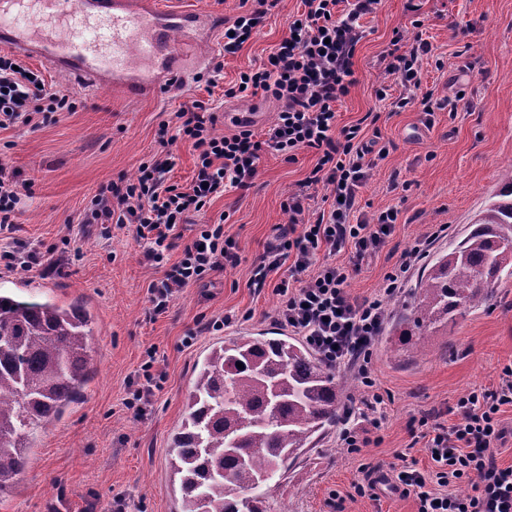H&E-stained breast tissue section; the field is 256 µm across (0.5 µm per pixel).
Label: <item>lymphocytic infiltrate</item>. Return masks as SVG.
Returning <instances> with one entry per match:
<instances>
[{
    "instance_id": "obj_1",
    "label": "lymphocytic infiltrate",
    "mask_w": 512,
    "mask_h": 512,
    "mask_svg": "<svg viewBox=\"0 0 512 512\" xmlns=\"http://www.w3.org/2000/svg\"><path fill=\"white\" fill-rule=\"evenodd\" d=\"M254 8L238 15L224 38V52L236 54L263 24L280 0H255ZM380 0H301L302 10L287 35L266 59L242 72L227 96L240 94L274 99L279 110L264 130L239 124L231 134L217 133V117L203 102L177 113L176 135L191 142L196 153L195 174L188 188L170 184L175 157L157 151L136 178L100 186L90 200L83 221L101 225L111 237L113 228L133 226L146 245L150 265L166 267L163 279L148 286L154 314L166 312L177 289L197 285L213 273L241 262L239 246L225 236L223 224L189 225L190 214L204 211L213 198L247 188L264 155L295 161L298 152L312 151L317 162L303 191L289 194L283 204L287 226L278 228L252 270L255 292L269 286L272 273L287 269L289 276L274 285L279 298L276 321L304 339L332 370H348L365 388L361 406L344 408L338 441L348 453H359L379 429L375 412L383 404L370 365L373 348L389 317L387 302L403 293L412 271L429 256L431 239L404 251L384 278L375 297L357 299L348 291L352 271L333 262V255L351 251L363 261L382 250L393 234L399 212L389 208L372 219L357 214L358 190L374 159L385 156L379 132L365 134L361 124H336V105L357 83L356 46L362 38L361 17L373 13ZM395 36L385 66L404 87L417 83V63L431 47L422 36L403 46ZM69 98L15 59L0 55V129L30 124L34 116L51 119L68 110ZM329 187L318 208L308 204L309 187ZM192 238H185V228ZM185 239L180 259L165 260L175 240ZM512 407V364L504 366L496 385L474 387L448 409L453 423L438 416L422 417L412 428L413 443L422 445L433 463L421 471L401 452L399 464L388 472L365 466V476L353 486L357 496L378 500L379 485L402 496H414L417 512H512V465L499 462L512 427L501 417Z\"/></svg>"
}]
</instances>
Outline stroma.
Masks as SVG:
<instances>
[{"label":"stroma","mask_w":512,"mask_h":512,"mask_svg":"<svg viewBox=\"0 0 512 512\" xmlns=\"http://www.w3.org/2000/svg\"><path fill=\"white\" fill-rule=\"evenodd\" d=\"M159 3L173 11L223 15L222 26L204 45L208 65L188 76L180 94L120 99L109 88H86L75 76L33 60L30 68L65 90L74 108L36 127L0 130V165L16 171L29 186L13 230L0 234V247L42 252L54 245L63 266L59 272L0 266V290L65 307L85 305L93 318L96 351L95 371L82 399L54 426L36 434L30 467L14 491L0 499V512H111L118 498L126 512H177L180 495L171 479L170 442L186 414L198 362L228 338L288 333L274 320L278 298L272 287L257 295L248 281L276 225L287 223L282 204L314 168V152H300L293 162L264 156L249 188L207 205L198 223H223L242 260L200 285L182 288L160 315L151 312L147 286L164 272L146 262L144 245L132 229H113L106 239L97 225L82 221L101 185L136 177L158 150L162 128L174 124L176 112L197 100L219 115L243 106V99L225 97V89L272 52L301 9L300 0H281L243 48L228 57L224 27L240 14L241 0ZM363 23L354 57L358 83L338 104L337 124L353 125L366 113H377L376 126L389 152L375 159L359 191V206L367 217L391 207L400 215L385 247L364 260L350 280L349 292L359 298L376 295L401 253L435 225L449 230L430 251H447L468 232L498 190L502 167L512 162V0H382ZM397 33L408 41L422 34L431 45L415 94L429 93L441 102L433 118H426L418 105L393 110L375 97V88L382 85L392 96L405 93L385 70ZM217 64L222 67L218 75L213 72ZM210 76L216 77V86H207ZM227 314L239 316V323L202 330V321ZM189 333L195 339L187 346L183 338ZM151 348L163 379L149 419L140 421L124 401ZM509 363L512 277L498 280L489 305L429 337L425 354L417 359L408 358L398 333L380 336L371 363L385 396L380 442L350 454L340 447L336 427H328L265 489L263 512H334V491L346 495L343 512H416L414 498L388 491L376 502L349 498L353 483L363 478L362 465L388 469L422 416L446 413L469 388L496 384Z\"/></svg>","instance_id":"35a3bbf8"}]
</instances>
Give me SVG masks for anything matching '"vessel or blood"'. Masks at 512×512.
<instances>
[{
    "instance_id": "b4317fda",
    "label": "vessel or blood",
    "mask_w": 512,
    "mask_h": 512,
    "mask_svg": "<svg viewBox=\"0 0 512 512\" xmlns=\"http://www.w3.org/2000/svg\"><path fill=\"white\" fill-rule=\"evenodd\" d=\"M33 18L28 0H0V45L49 62L86 86H108L132 99L178 91L188 61L198 60L203 41L199 23L217 25L198 11L168 12L156 5L136 8L134 0H41ZM64 12L69 35L56 38L57 12Z\"/></svg>"
}]
</instances>
